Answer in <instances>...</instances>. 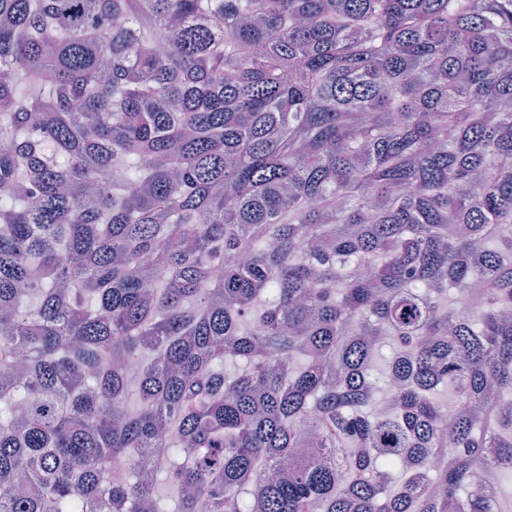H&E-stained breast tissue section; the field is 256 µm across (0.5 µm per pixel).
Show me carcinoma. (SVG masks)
I'll return each instance as SVG.
<instances>
[{
    "label": "carcinoma",
    "mask_w": 512,
    "mask_h": 512,
    "mask_svg": "<svg viewBox=\"0 0 512 512\" xmlns=\"http://www.w3.org/2000/svg\"><path fill=\"white\" fill-rule=\"evenodd\" d=\"M511 159L512 0H0V512H503Z\"/></svg>",
    "instance_id": "1"
}]
</instances>
